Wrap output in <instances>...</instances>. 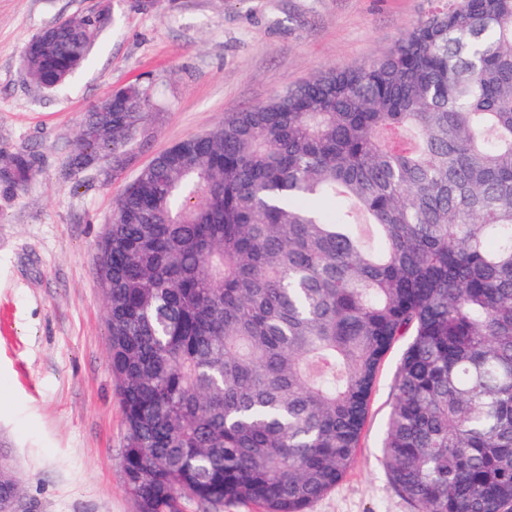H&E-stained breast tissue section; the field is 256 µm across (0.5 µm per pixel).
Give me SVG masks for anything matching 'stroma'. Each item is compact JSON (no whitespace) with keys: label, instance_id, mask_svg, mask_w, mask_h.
<instances>
[{"label":"stroma","instance_id":"obj_1","mask_svg":"<svg viewBox=\"0 0 512 512\" xmlns=\"http://www.w3.org/2000/svg\"><path fill=\"white\" fill-rule=\"evenodd\" d=\"M101 0H0V148H24L40 172L0 197V451L22 482L20 512H139L126 487L122 404L108 364L97 244L114 201L154 156L225 117L334 68L384 55L429 0H110L90 62L45 90L21 66L25 43ZM154 104L129 162L73 171L85 112L113 90ZM408 339L383 362L355 460L308 512H417L381 461Z\"/></svg>","mask_w":512,"mask_h":512}]
</instances>
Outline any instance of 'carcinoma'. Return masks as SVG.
Returning <instances> with one entry per match:
<instances>
[{
	"label": "carcinoma",
	"mask_w": 512,
	"mask_h": 512,
	"mask_svg": "<svg viewBox=\"0 0 512 512\" xmlns=\"http://www.w3.org/2000/svg\"><path fill=\"white\" fill-rule=\"evenodd\" d=\"M108 20L33 35L28 78L65 83ZM94 108L69 165L108 153L117 173L153 103L130 85ZM38 170L0 150L3 192ZM96 275L140 512H307L350 469L400 336L392 483L418 512H512V0H431L385 56L156 157ZM19 496L0 461V498ZM183 512H261L259 509L246 503H224V506H205L194 499L183 502Z\"/></svg>",
	"instance_id": "obj_1"
}]
</instances>
